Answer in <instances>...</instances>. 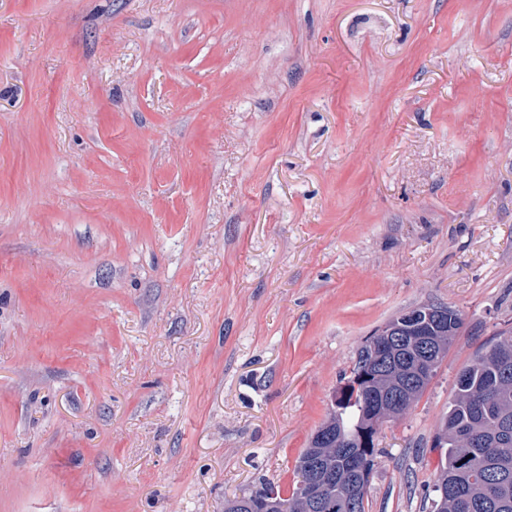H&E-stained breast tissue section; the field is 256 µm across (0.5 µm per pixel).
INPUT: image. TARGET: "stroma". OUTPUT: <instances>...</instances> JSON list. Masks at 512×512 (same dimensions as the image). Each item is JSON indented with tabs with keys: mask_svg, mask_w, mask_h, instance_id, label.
<instances>
[{
	"mask_svg": "<svg viewBox=\"0 0 512 512\" xmlns=\"http://www.w3.org/2000/svg\"><path fill=\"white\" fill-rule=\"evenodd\" d=\"M431 303L463 324L366 512H429L512 331V0H0V512L291 494Z\"/></svg>",
	"mask_w": 512,
	"mask_h": 512,
	"instance_id": "1",
	"label": "stroma"
}]
</instances>
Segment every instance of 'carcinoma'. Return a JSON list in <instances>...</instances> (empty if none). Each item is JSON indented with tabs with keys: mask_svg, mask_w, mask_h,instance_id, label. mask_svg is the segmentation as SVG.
Instances as JSON below:
<instances>
[{
	"mask_svg": "<svg viewBox=\"0 0 512 512\" xmlns=\"http://www.w3.org/2000/svg\"><path fill=\"white\" fill-rule=\"evenodd\" d=\"M428 335L439 337L428 357L424 376L406 384L410 359L403 353L376 358L359 352L351 375H370L372 390L395 399L389 417L402 415L427 387L448 352L452 336L463 324L462 314L431 313L422 318ZM375 416L365 394L347 400L312 436L295 467L291 512H365L368 475L374 447L354 435ZM448 461L433 487L440 512H512V332L465 367L456 379V394L442 425ZM310 485L316 494L306 497ZM259 500L265 512H280L281 501L266 498L262 486L224 502V512H242V502Z\"/></svg>",
	"mask_w": 512,
	"mask_h": 512,
	"instance_id": "obj_1",
	"label": "carcinoma"
}]
</instances>
